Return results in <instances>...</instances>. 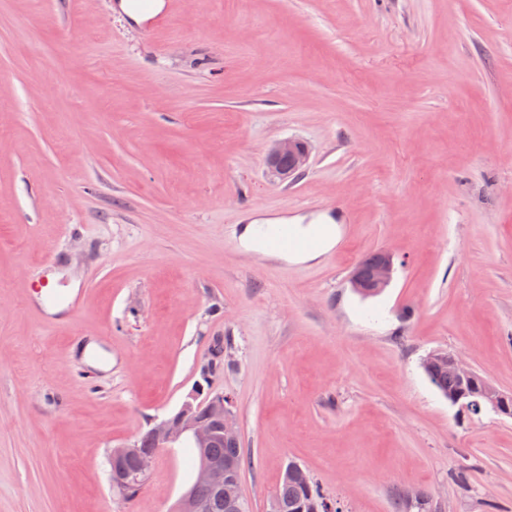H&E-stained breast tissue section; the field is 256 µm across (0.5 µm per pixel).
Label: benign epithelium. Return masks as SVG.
I'll use <instances>...</instances> for the list:
<instances>
[{
    "instance_id": "1",
    "label": "benign epithelium",
    "mask_w": 512,
    "mask_h": 512,
    "mask_svg": "<svg viewBox=\"0 0 512 512\" xmlns=\"http://www.w3.org/2000/svg\"><path fill=\"white\" fill-rule=\"evenodd\" d=\"M309 145L295 138H284L275 142L265 156V165L269 175L281 182L294 179L308 165ZM393 256L387 252L377 254L374 263L368 267L358 264L351 277L352 287L362 295H371L386 288L393 277ZM448 370L461 380L470 382L476 378V372L464 366L453 353L439 358ZM512 396L484 382L482 389L472 398L456 396L452 404L477 412L489 407L500 414H509L506 408L507 398ZM148 434L158 448H172L178 442L189 439L193 447L199 449L200 460L196 469L195 481L179 498L175 512H208L211 505L198 499L196 486L206 485L212 488L221 500L236 507L244 504L240 492L241 473L231 461L213 459L208 448L222 439L229 443H238L240 433L236 427L232 401L222 393H210L201 397L200 390L187 396L180 408L173 414L153 420ZM128 459L136 461L133 469L124 466ZM154 454L139 447L138 441L111 451L112 487L121 489L133 481L144 479L149 473Z\"/></svg>"
}]
</instances>
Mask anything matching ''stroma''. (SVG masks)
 Wrapping results in <instances>:
<instances>
[{
	"mask_svg": "<svg viewBox=\"0 0 512 512\" xmlns=\"http://www.w3.org/2000/svg\"><path fill=\"white\" fill-rule=\"evenodd\" d=\"M0 0V512H171L192 449L134 499L112 448L209 384L249 512L288 463L337 512H512V418L451 405L454 353L512 392V0ZM295 137L307 170L265 153ZM329 213L333 249L245 248L249 216ZM386 251L390 286L355 265ZM78 285L68 327L28 308ZM139 0H118L114 11L139 25L165 7L163 0H150V6L143 5ZM309 145L295 138H284L275 142L265 156V165L269 175L285 182L293 180L308 165ZM363 261L367 265L374 263L368 267L362 263L356 266L351 277L352 287L362 295L375 294L386 288L393 277V256L387 252H378L377 257L372 254Z\"/></svg>",
	"mask_w": 512,
	"mask_h": 512,
	"instance_id": "obj_1",
	"label": "stroma"
}]
</instances>
